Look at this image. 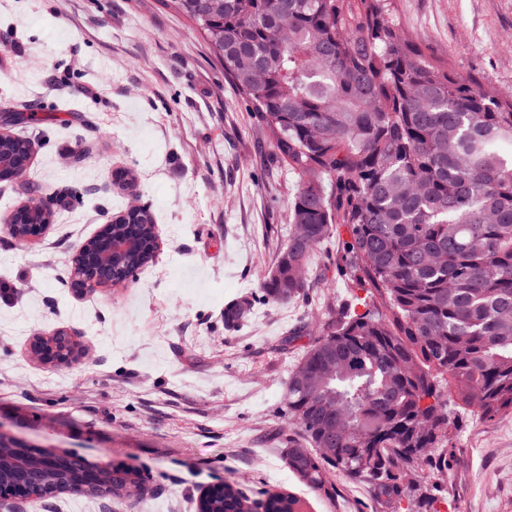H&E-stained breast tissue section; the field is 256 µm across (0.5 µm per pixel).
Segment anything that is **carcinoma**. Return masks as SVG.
Returning <instances> with one entry per match:
<instances>
[{
	"instance_id": "cac0c4a2",
	"label": "carcinoma",
	"mask_w": 512,
	"mask_h": 512,
	"mask_svg": "<svg viewBox=\"0 0 512 512\" xmlns=\"http://www.w3.org/2000/svg\"><path fill=\"white\" fill-rule=\"evenodd\" d=\"M211 46L224 75L252 103L295 177L288 241L260 284L262 298L306 293L299 264L336 239L349 279L367 292L364 311L331 321L288 377L285 404L302 439H288V468L322 489L336 471L401 501L403 474L447 490L455 459L456 402L484 420L512 412V90H487L402 32L394 0H224L203 18L171 0ZM26 140L0 142V161L28 162ZM151 211L112 232L151 243ZM151 262L140 249L120 266ZM118 266V267H120ZM118 267H102L103 278ZM288 288V296L280 292ZM249 315L224 306V323ZM336 356V374L313 388ZM39 448L0 471V492L38 495L84 481L78 455L46 468ZM143 483L115 467L101 486ZM271 493L263 512H294ZM203 512H253L230 483L211 488Z\"/></svg>"
}]
</instances>
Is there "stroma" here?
<instances>
[{"label": "stroma", "mask_w": 512, "mask_h": 512, "mask_svg": "<svg viewBox=\"0 0 512 512\" xmlns=\"http://www.w3.org/2000/svg\"><path fill=\"white\" fill-rule=\"evenodd\" d=\"M405 30L487 87L512 89V0H397ZM38 150L0 180V217L33 184L72 209L35 244L0 228V436L94 467L139 469L144 492L120 512H198L204 488L251 500L293 494L304 512H396L368 482L333 474L330 492L288 468V376L324 325L361 296L316 262L304 298L257 299L288 238L293 177L251 105L166 0H0V120ZM157 221V258L134 281L76 294L70 260L131 202ZM254 298L250 320L224 305ZM306 321L296 340L288 330ZM64 328L85 355L71 369L32 361L31 336ZM458 461L430 512H512V413L459 412ZM109 499H9L0 512H110Z\"/></svg>", "instance_id": "1"}]
</instances>
